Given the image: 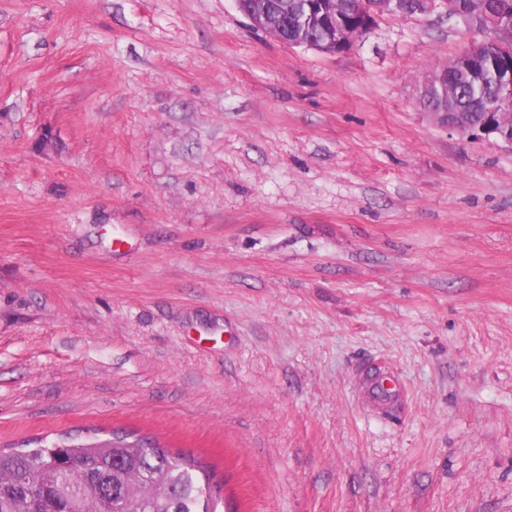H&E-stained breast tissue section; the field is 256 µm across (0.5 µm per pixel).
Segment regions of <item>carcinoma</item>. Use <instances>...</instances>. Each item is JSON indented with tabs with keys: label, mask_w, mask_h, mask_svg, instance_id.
I'll list each match as a JSON object with an SVG mask.
<instances>
[{
	"label": "carcinoma",
	"mask_w": 512,
	"mask_h": 512,
	"mask_svg": "<svg viewBox=\"0 0 512 512\" xmlns=\"http://www.w3.org/2000/svg\"><path fill=\"white\" fill-rule=\"evenodd\" d=\"M265 4L292 17L303 0H237L239 10L251 16ZM489 15L512 35V0H454L449 13L480 33L479 21ZM473 45L479 50V77H471L469 64L457 56L447 73L433 67L425 74L420 103L429 112H442L453 102L474 123H508L512 41L485 37ZM212 481L194 457L117 432L104 442L0 449V512H217Z\"/></svg>",
	"instance_id": "cac0c4a2"
}]
</instances>
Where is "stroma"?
<instances>
[{"label":"stroma","instance_id":"stroma-1","mask_svg":"<svg viewBox=\"0 0 512 512\" xmlns=\"http://www.w3.org/2000/svg\"><path fill=\"white\" fill-rule=\"evenodd\" d=\"M476 37L0 0V448L132 431L219 512H512V151L417 103ZM237 6L239 10L244 15L253 16L261 6L265 4H274L278 7L283 13L288 14V18H291L298 12H301L302 5L305 1L301 0H237ZM306 16L301 12L296 19V35L295 39L288 38V21H284L282 16L273 11H263L262 13L255 16L254 19H251L252 23L256 26L263 28L267 31H271L272 33L279 34V36H274L276 39L295 45H304L306 47L312 48L315 45L321 47L322 52L326 53H336L337 50L341 48H346L351 42L345 39V33L351 27L341 16L336 8V11H333L329 14V19L324 23V41L318 42L314 44L313 42L305 43L307 40L306 31H307V22ZM286 31V35L282 34V30ZM368 395L380 404H390L398 396V389L385 377L376 378L368 388Z\"/></svg>","mask_w":512,"mask_h":512}]
</instances>
